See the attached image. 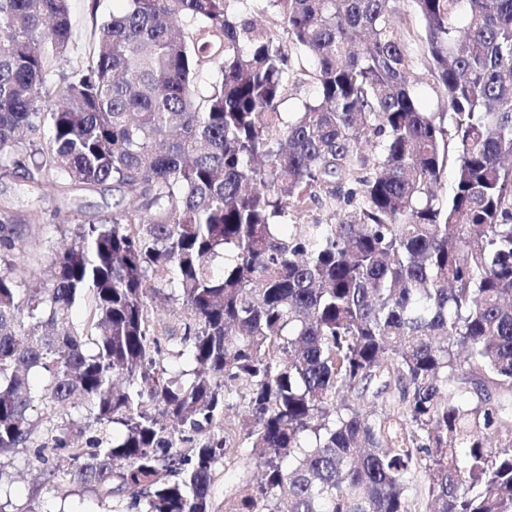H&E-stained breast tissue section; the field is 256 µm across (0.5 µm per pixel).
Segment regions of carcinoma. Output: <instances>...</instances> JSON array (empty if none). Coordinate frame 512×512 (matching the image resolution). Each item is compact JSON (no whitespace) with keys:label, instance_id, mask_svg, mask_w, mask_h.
<instances>
[{"label":"carcinoma","instance_id":"obj_1","mask_svg":"<svg viewBox=\"0 0 512 512\" xmlns=\"http://www.w3.org/2000/svg\"><path fill=\"white\" fill-rule=\"evenodd\" d=\"M124 2L58 75L70 0H0V182L121 193L30 281L42 211L0 203V458L110 512H213L235 460L224 512H512V0H413L445 112L390 0ZM393 8L395 11L392 20L400 37L412 54L414 73L416 76L424 78V80L414 84L418 99L427 112H445L440 94L437 88L432 85L430 77L427 76L423 25L415 11L413 2L412 0H395ZM425 79L427 82H425ZM303 65L307 71L305 73L308 75H301V82L295 88L288 91V97L281 106L283 112H296L303 100L315 94V84L310 77L312 65L304 59ZM153 316L155 320L164 323L165 326L174 330V337L171 340H166L169 348L177 352L180 349L179 336H181L180 322L174 316V306L165 301L157 300L152 302ZM239 468L237 464H228L225 468L220 469L215 479L213 493V510L215 512H224V488L225 490L233 489L238 484Z\"/></svg>","mask_w":512,"mask_h":512}]
</instances>
